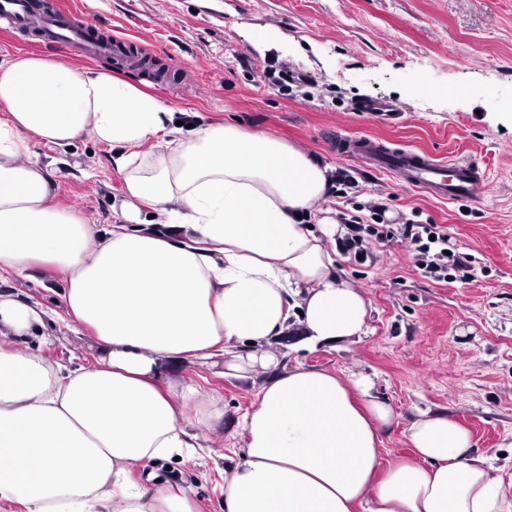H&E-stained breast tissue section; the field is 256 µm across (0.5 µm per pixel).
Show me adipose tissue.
I'll use <instances>...</instances> for the list:
<instances>
[{
    "label": "adipose tissue",
    "instance_id": "1",
    "mask_svg": "<svg viewBox=\"0 0 512 512\" xmlns=\"http://www.w3.org/2000/svg\"><path fill=\"white\" fill-rule=\"evenodd\" d=\"M82 137L112 144L124 177L108 228L58 200L36 151ZM331 185V166L272 135L187 127L105 70L0 54V272L61 269L66 312L98 347L75 370L19 350L41 315L0 298V503L197 512L189 494L146 490L130 472L196 447L195 420L218 405L166 374L220 356L227 375L266 374L224 470V512H512V484L448 416L420 413L412 455L384 464L393 414L369 377L287 368L270 352L290 331L295 350L365 331L367 299L329 249L344 234L319 206Z\"/></svg>",
    "mask_w": 512,
    "mask_h": 512
}]
</instances>
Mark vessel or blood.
Instances as JSON below:
<instances>
[{
	"label": "vessel or blood",
	"mask_w": 512,
	"mask_h": 512,
	"mask_svg": "<svg viewBox=\"0 0 512 512\" xmlns=\"http://www.w3.org/2000/svg\"><path fill=\"white\" fill-rule=\"evenodd\" d=\"M66 15L63 9L44 10L37 0H0V20L9 30L35 34L38 45L69 50L86 60H131L128 39L94 34L91 22L72 23ZM336 151L366 167L390 171L404 185L437 200L477 202L488 192L478 167L467 160L446 161L426 150L392 148L369 135L337 138Z\"/></svg>",
	"instance_id": "1"
}]
</instances>
